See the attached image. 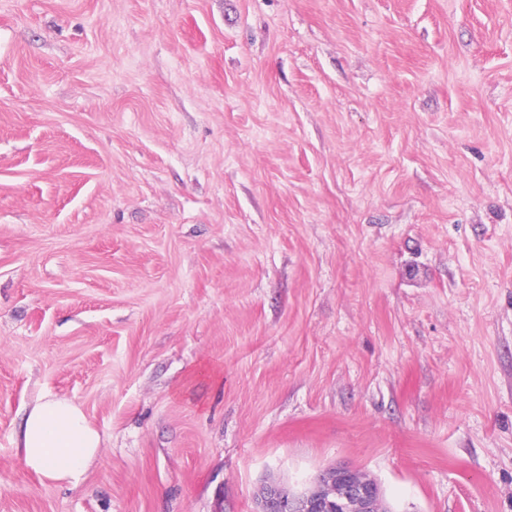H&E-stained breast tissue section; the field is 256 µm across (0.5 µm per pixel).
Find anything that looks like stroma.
<instances>
[{"instance_id": "1", "label": "stroma", "mask_w": 512, "mask_h": 512, "mask_svg": "<svg viewBox=\"0 0 512 512\" xmlns=\"http://www.w3.org/2000/svg\"><path fill=\"white\" fill-rule=\"evenodd\" d=\"M45 391L79 488L15 448ZM336 464L512 512V0H0V512ZM102 446L99 431L72 399L40 393L26 410L16 448L32 473L54 484L79 487Z\"/></svg>"}]
</instances>
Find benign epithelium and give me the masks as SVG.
<instances>
[{
	"label": "benign epithelium",
	"instance_id": "7a95c632",
	"mask_svg": "<svg viewBox=\"0 0 512 512\" xmlns=\"http://www.w3.org/2000/svg\"><path fill=\"white\" fill-rule=\"evenodd\" d=\"M257 512H382L376 485L348 466L324 470L300 494L267 485Z\"/></svg>",
	"mask_w": 512,
	"mask_h": 512
}]
</instances>
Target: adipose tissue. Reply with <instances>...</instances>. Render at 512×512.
Segmentation results:
<instances>
[{
    "instance_id": "adipose-tissue-1",
    "label": "adipose tissue",
    "mask_w": 512,
    "mask_h": 512,
    "mask_svg": "<svg viewBox=\"0 0 512 512\" xmlns=\"http://www.w3.org/2000/svg\"><path fill=\"white\" fill-rule=\"evenodd\" d=\"M16 446L41 480L79 487L102 446L99 431L72 399L40 393L26 410Z\"/></svg>"
}]
</instances>
